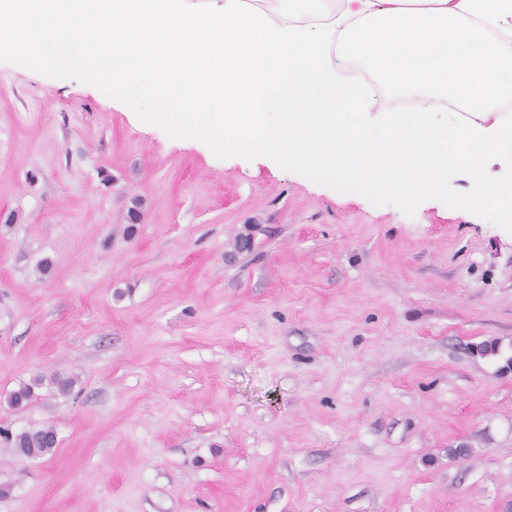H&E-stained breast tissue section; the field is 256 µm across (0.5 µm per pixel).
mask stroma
<instances>
[{"label":"stroma","instance_id":"obj_1","mask_svg":"<svg viewBox=\"0 0 512 512\" xmlns=\"http://www.w3.org/2000/svg\"><path fill=\"white\" fill-rule=\"evenodd\" d=\"M1 208L0 512H512V233L4 60ZM51 433L44 430H27L16 435L15 450L24 456L43 457L53 452L56 440L49 438Z\"/></svg>","mask_w":512,"mask_h":512}]
</instances>
